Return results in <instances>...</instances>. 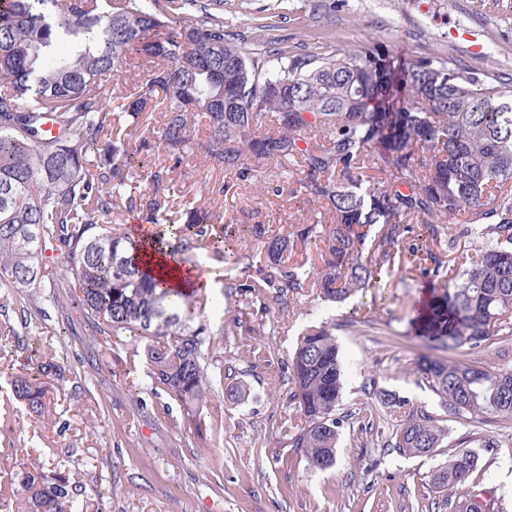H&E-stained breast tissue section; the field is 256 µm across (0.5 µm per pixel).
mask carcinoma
<instances>
[{
	"label": "carcinoma",
	"instance_id": "obj_1",
	"mask_svg": "<svg viewBox=\"0 0 512 512\" xmlns=\"http://www.w3.org/2000/svg\"><path fill=\"white\" fill-rule=\"evenodd\" d=\"M188 4L202 16L184 12ZM158 88L164 107L144 143L171 163L145 166L143 188L131 191L132 156L107 137L120 123L141 130ZM41 112L54 113L60 136L41 128ZM196 156L235 176L209 185L214 202L274 162L276 180L296 179V192L321 207L296 235L267 238L260 281L225 287L281 296L314 288L324 302H343L408 256L438 277L456 247L451 221L466 214L459 234L479 250L430 303L424 328L450 348L512 335V82L484 85L442 58L397 63L373 42L308 54L243 47L224 31V0H10L0 11L3 296L28 320L51 245L71 274L54 287L76 296L93 356L123 337L147 341L149 387L172 396L192 422L211 388L204 347L213 333L195 323L205 296L161 287L137 242L99 217L126 198L178 264L200 241L221 259L230 237H263L260 224L220 222L207 211L182 224L167 217L172 174ZM312 244V273L289 264ZM417 373L451 413L512 418L511 369L427 357ZM290 375L300 415L290 446L327 469L336 461L344 375L331 324L302 333ZM65 383L79 387L82 376L51 356L14 376L10 391L42 416ZM391 436L399 453L432 457L444 430L409 415ZM478 467V453L464 446L430 472L450 512L490 509L466 490ZM20 482L26 512H84L77 485L61 472H23Z\"/></svg>",
	"mask_w": 512,
	"mask_h": 512
}]
</instances>
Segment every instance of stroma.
I'll list each match as a JSON object with an SVG mask.
<instances>
[{
    "label": "stroma",
    "mask_w": 512,
    "mask_h": 512,
    "mask_svg": "<svg viewBox=\"0 0 512 512\" xmlns=\"http://www.w3.org/2000/svg\"><path fill=\"white\" fill-rule=\"evenodd\" d=\"M512 0H224V27L243 44L278 41L290 46L330 44L351 48L372 41L394 56L445 58L485 84L512 79ZM274 17L273 28L255 18ZM209 168L188 167L169 184L176 211L207 205ZM313 209L302 197L268 195L257 200L248 188L224 198L225 215L241 224L265 225L269 234L301 229ZM263 256L261 241H228L224 262L209 248L190 260L204 278L215 268L243 283L258 268L234 262L233 254ZM62 264H46L35 292L45 321L22 328L21 344L0 350V388L53 341L66 369L85 375L81 388L64 387L51 419L22 407L0 417V504L20 512L19 475L59 469L78 486L88 512H449L436 503L430 471L471 441L480 469L471 486L485 491L494 507L512 512V419L453 415L421 384L417 362L430 356L487 368L512 369V336L476 349H451L420 335L415 320L429 291L448 283L424 276L420 266L383 270L380 288L343 304L322 302L311 289L274 299L271 292L228 295L211 288L201 315L211 331H223L208 350L222 364L203 409L205 420L222 419L220 436L200 440L185 423L179 404L148 387L150 367L141 341L115 344L99 359L84 350L89 326L74 299L58 282ZM240 327H232L233 319ZM332 320L347 361L338 410L343 423L335 466L319 470L291 448L282 426L299 414L290 400V357L308 326ZM397 399L387 406L379 398ZM435 419L446 436L433 457H408L391 448L393 424L410 414Z\"/></svg>",
    "instance_id": "1"
}]
</instances>
